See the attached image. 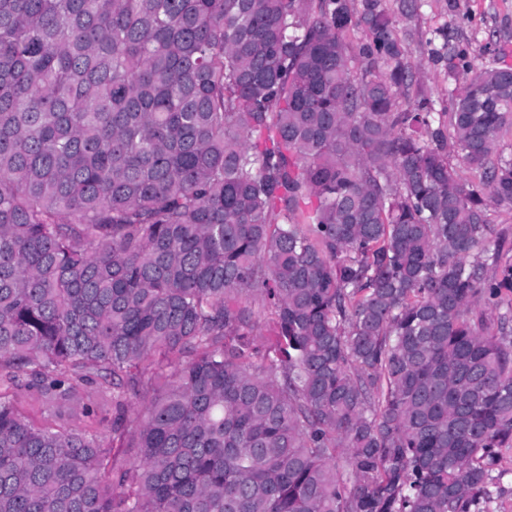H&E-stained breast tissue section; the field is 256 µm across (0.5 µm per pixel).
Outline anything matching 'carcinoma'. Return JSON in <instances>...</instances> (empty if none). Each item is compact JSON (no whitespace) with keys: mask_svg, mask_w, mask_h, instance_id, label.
Listing matches in <instances>:
<instances>
[{"mask_svg":"<svg viewBox=\"0 0 512 512\" xmlns=\"http://www.w3.org/2000/svg\"><path fill=\"white\" fill-rule=\"evenodd\" d=\"M422 7L0 0V512H488L512 66L437 109L396 31Z\"/></svg>","mask_w":512,"mask_h":512,"instance_id":"carcinoma-1","label":"carcinoma"}]
</instances>
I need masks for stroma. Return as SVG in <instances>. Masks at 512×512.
Instances as JSON below:
<instances>
[{"instance_id":"35a3bbf8","label":"stroma","mask_w":512,"mask_h":512,"mask_svg":"<svg viewBox=\"0 0 512 512\" xmlns=\"http://www.w3.org/2000/svg\"><path fill=\"white\" fill-rule=\"evenodd\" d=\"M444 27L453 32L455 48L468 50L474 65H512V0H426L418 18L400 30L407 35L411 62L423 67L421 86L436 102L446 101L449 79L461 83L469 77L463 70L448 77L442 64L432 61L430 40Z\"/></svg>"}]
</instances>
